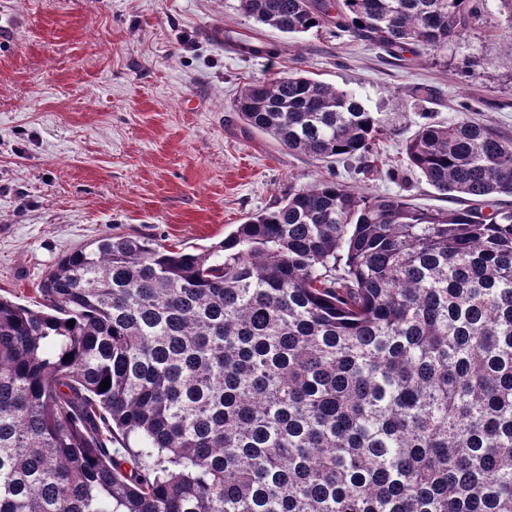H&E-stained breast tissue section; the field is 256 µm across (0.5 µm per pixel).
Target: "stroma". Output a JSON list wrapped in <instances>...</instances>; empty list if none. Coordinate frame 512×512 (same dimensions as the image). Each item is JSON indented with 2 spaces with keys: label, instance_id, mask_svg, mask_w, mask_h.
Instances as JSON below:
<instances>
[{
  "label": "stroma",
  "instance_id": "stroma-1",
  "mask_svg": "<svg viewBox=\"0 0 512 512\" xmlns=\"http://www.w3.org/2000/svg\"><path fill=\"white\" fill-rule=\"evenodd\" d=\"M0 14L16 23L0 44V296L30 308L46 270L104 232L200 253L319 178L461 208L410 169L406 141L420 124L462 116L512 140V37L498 29L398 60L331 26L282 34L238 0H0ZM227 29L281 52L241 55ZM276 71L390 116L377 149L399 179L290 153L246 126L235 97Z\"/></svg>",
  "mask_w": 512,
  "mask_h": 512
}]
</instances>
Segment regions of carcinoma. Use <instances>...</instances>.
Masks as SVG:
<instances>
[{"instance_id": "carcinoma-1", "label": "carcinoma", "mask_w": 512, "mask_h": 512, "mask_svg": "<svg viewBox=\"0 0 512 512\" xmlns=\"http://www.w3.org/2000/svg\"><path fill=\"white\" fill-rule=\"evenodd\" d=\"M239 9L414 54L493 24L485 0ZM234 111L327 163L367 161L385 123L297 72ZM405 154L470 208L317 179L202 253L109 232L37 307L0 297V512H512V141L461 117Z\"/></svg>"}]
</instances>
